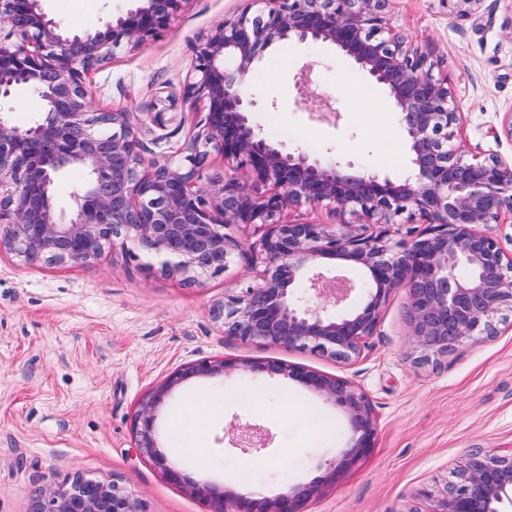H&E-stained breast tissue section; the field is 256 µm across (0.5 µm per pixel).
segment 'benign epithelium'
<instances>
[{"instance_id":"obj_1","label":"benign epithelium","mask_w":512,"mask_h":512,"mask_svg":"<svg viewBox=\"0 0 512 512\" xmlns=\"http://www.w3.org/2000/svg\"><path fill=\"white\" fill-rule=\"evenodd\" d=\"M102 27L66 35L42 12L39 0H0V101L28 84L47 102L42 120L26 129L0 116V235L4 247L29 262L86 263L105 249L133 243L160 259V271L189 285L248 256L263 270L258 282L224 299L215 312L224 335L242 343L300 348L314 356L349 360L373 335L389 294L409 297L411 340L421 360L497 333L512 315V254L488 227L512 217V161L491 153L468 160L462 113L446 76L409 38L391 30L389 0H277L268 13L240 14L201 38L181 98L168 96L144 118L96 109L86 76L120 48L138 49L165 29L189 0H136ZM482 0H448V13L477 14ZM329 44L382 87L407 138L410 173L349 174L338 165L286 152L263 138L252 121L245 87L259 53L286 41ZM304 100L336 114L331 97L299 77ZM207 111L178 162L145 159L138 137L147 123L165 128L175 103ZM235 167L208 173L211 152ZM75 169L85 181L71 193L72 212L57 211L53 187ZM269 186L262 196L253 186ZM325 204L361 221L352 225L294 223L285 210ZM419 216L392 242L390 227L403 214ZM325 260L350 262L371 280L357 308L332 313L352 287L338 276L306 272ZM239 373L283 376L348 414L356 438L338 462L334 480L370 453L377 435L371 405L350 382L278 360L224 357L189 364L170 374L138 405L135 448L173 483L186 484L210 512H303L320 482L295 484L273 497L253 498L192 481L161 451L156 421L172 391L192 378ZM238 448L261 449L268 434L256 426L233 429ZM429 512H500L512 504V454L477 448L452 473L443 492H423ZM34 512H147L117 483L78 475L44 486Z\"/></svg>"}]
</instances>
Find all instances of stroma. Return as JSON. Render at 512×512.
Segmentation results:
<instances>
[{
	"label": "stroma",
	"instance_id": "stroma-1",
	"mask_svg": "<svg viewBox=\"0 0 512 512\" xmlns=\"http://www.w3.org/2000/svg\"><path fill=\"white\" fill-rule=\"evenodd\" d=\"M130 0H41L67 34L83 33L126 11ZM245 0H190L166 29L134 51H117L92 70L86 86L93 107L139 113L192 66V47ZM386 20L429 55L448 76L463 114L468 158L498 151L512 158V140L496 138L512 110V0H483L476 15H449L446 0H390ZM309 67L314 83L336 102L329 124L297 104L295 74ZM252 119L269 141L340 166L401 178L407 144L383 90L337 50L281 44L265 50L251 76ZM183 108L179 129L141 128L146 158L179 161L180 150L204 119ZM157 258L134 245L105 250L90 263H27L0 249V512H33L39 489L81 474L116 481L148 512H209L188 488L170 482L134 446L131 425L140 399L180 366L233 357L280 360L349 380L369 399L377 427L371 452L333 483L329 462L353 436L348 416L297 383L266 374L194 378L170 395L157 425L161 444L185 400L223 397L205 428L209 465L169 454L192 480L239 494L272 495L285 485L322 481L304 512H429L423 490L443 489L476 448L512 453V324L497 336L425 362L409 341L406 292L393 290L379 325L348 362L298 348L243 344L225 337L214 309L255 280L257 267L239 257L204 284L162 275ZM277 391L335 423L333 440L286 424L280 412L256 409L253 397ZM256 425L267 448L243 451L227 430Z\"/></svg>",
	"mask_w": 512,
	"mask_h": 512
}]
</instances>
